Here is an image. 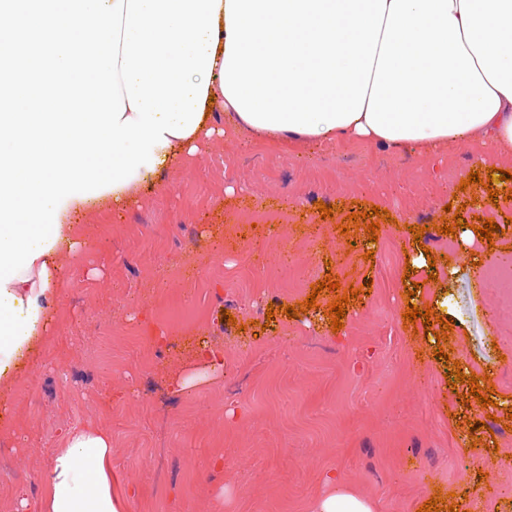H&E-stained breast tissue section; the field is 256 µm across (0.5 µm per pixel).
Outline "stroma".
<instances>
[{
    "label": "stroma",
    "instance_id": "35a3bbf8",
    "mask_svg": "<svg viewBox=\"0 0 512 512\" xmlns=\"http://www.w3.org/2000/svg\"><path fill=\"white\" fill-rule=\"evenodd\" d=\"M484 166L512 172V155L477 137L417 155L277 148L229 132L125 208L84 211L79 233L93 248L74 260L55 327L0 424V512H34L49 450L75 425L111 434L129 512H311L332 471L377 512L448 497L462 512H512V294L478 285L512 251V200L492 204L469 183ZM455 201L465 222L497 223L491 242L436 231ZM375 206L387 212L377 240L340 233ZM425 247L434 269L408 272ZM327 276L338 288L313 294ZM352 287L333 329L328 311ZM413 287L420 309L452 322L449 358L489 376L492 407L462 401L468 385H448L434 343L405 323ZM311 294L315 308L287 317ZM101 318L112 322L108 363L93 356ZM208 348L223 352V377L176 392L175 376Z\"/></svg>",
    "mask_w": 512,
    "mask_h": 512
}]
</instances>
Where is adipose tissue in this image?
<instances>
[{"label": "adipose tissue", "mask_w": 512, "mask_h": 512, "mask_svg": "<svg viewBox=\"0 0 512 512\" xmlns=\"http://www.w3.org/2000/svg\"><path fill=\"white\" fill-rule=\"evenodd\" d=\"M0 396L35 361L91 248L75 221L125 208L212 137L512 154V0H0ZM36 512H129L112 437L67 429Z\"/></svg>", "instance_id": "ef3b65f1"}]
</instances>
